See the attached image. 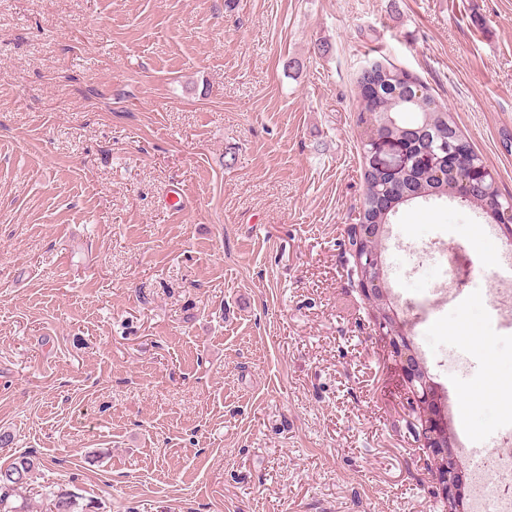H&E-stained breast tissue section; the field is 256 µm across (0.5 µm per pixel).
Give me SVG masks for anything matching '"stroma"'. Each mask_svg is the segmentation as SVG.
I'll return each mask as SVG.
<instances>
[{
	"mask_svg": "<svg viewBox=\"0 0 512 512\" xmlns=\"http://www.w3.org/2000/svg\"><path fill=\"white\" fill-rule=\"evenodd\" d=\"M376 61L512 195V0H0V466L36 456L31 512H446L349 241ZM383 234L439 418L493 448L512 327L420 306L442 267L406 245L480 278L503 233L451 197ZM45 492V498L50 501L56 512H84L83 506H81L77 500V497L73 494L63 491L56 490L55 488L47 487Z\"/></svg>",
	"mask_w": 512,
	"mask_h": 512,
	"instance_id": "obj_1",
	"label": "stroma"
}]
</instances>
